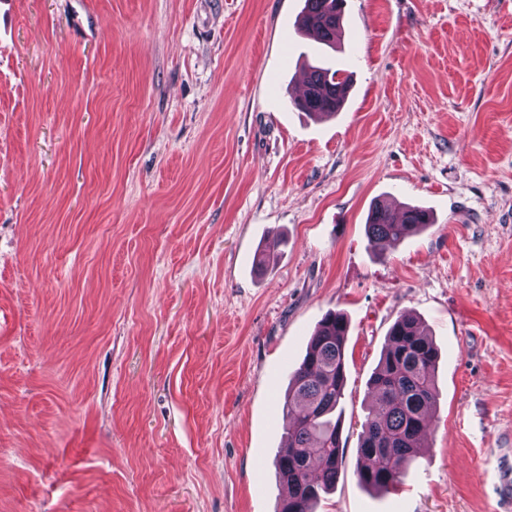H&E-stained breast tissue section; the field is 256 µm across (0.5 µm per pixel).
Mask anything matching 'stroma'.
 <instances>
[{"mask_svg": "<svg viewBox=\"0 0 512 512\" xmlns=\"http://www.w3.org/2000/svg\"><path fill=\"white\" fill-rule=\"evenodd\" d=\"M0 0V512H280L288 376L349 321L318 512H512V0ZM347 70L315 121L305 63ZM433 224L371 243L370 204ZM281 245L264 270L254 258ZM440 396L400 487L359 485L399 316ZM298 26L321 41L323 45L336 43L343 20V0H304ZM337 32V33H336Z\"/></svg>", "mask_w": 512, "mask_h": 512, "instance_id": "1", "label": "stroma"}]
</instances>
